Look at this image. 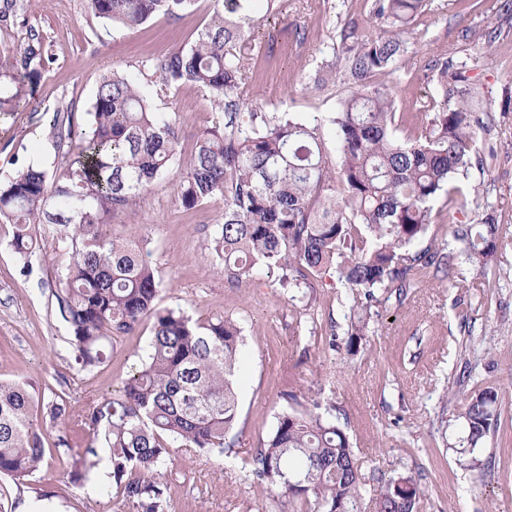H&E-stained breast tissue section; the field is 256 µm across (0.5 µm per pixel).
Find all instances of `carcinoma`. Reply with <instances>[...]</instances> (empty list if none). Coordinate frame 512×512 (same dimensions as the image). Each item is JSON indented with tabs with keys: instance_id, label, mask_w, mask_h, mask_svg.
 <instances>
[{
	"instance_id": "cac0c4a2",
	"label": "carcinoma",
	"mask_w": 512,
	"mask_h": 512,
	"mask_svg": "<svg viewBox=\"0 0 512 512\" xmlns=\"http://www.w3.org/2000/svg\"><path fill=\"white\" fill-rule=\"evenodd\" d=\"M198 0H90L93 15L134 31L155 16L178 17ZM209 21L189 46L149 59L153 94L167 96L186 82L209 95L221 121L182 152L177 120L153 110L151 95L125 73L100 81L87 129L72 135L60 118L53 127L69 140L68 158L53 173L25 165L0 183V219L13 225L9 246L25 273L40 255L41 230H54L69 260L58 273V309L70 331L75 363L90 370L107 359V344L153 321L149 349L122 387L80 415L102 435L109 476L120 496L140 512H170L157 479L173 444L224 453L237 418L234 377L241 329L229 318L199 320L159 306L160 281L147 241L118 240L113 214L132 210L149 184L179 174L183 207L224 202L222 223L210 240L224 278L241 285L278 272L291 300L314 306L319 279L334 271L350 288L347 351L358 352L371 332L372 309L400 297L425 268L451 276L460 258L487 273L498 224L487 213L476 223L451 226V247L417 249L433 223L434 202L453 210L465 198L470 169H484L495 152L480 153L478 133L496 116L460 96L467 62L455 48L432 65L437 90L421 112H399L388 85L366 80L391 76L404 64L405 37L428 0H372L369 17L388 27L368 36L356 25L336 30L342 56L317 71L320 85L342 78L334 116L295 117L258 111L241 89L253 79L247 41L277 12L280 0H211ZM54 57L35 34L10 62L0 64V115L22 112L41 71ZM334 128L338 161L324 127ZM493 387L460 399L464 435L460 453H472L498 424ZM43 421L65 429L67 402L29 383L0 381V476L25 481L40 469L47 448ZM90 446L67 462L79 485L96 467ZM255 474L301 504L299 512H362L366 476L336 422L310 400L282 413L254 460ZM423 491L414 479L390 480L374 512H418Z\"/></svg>"
}]
</instances>
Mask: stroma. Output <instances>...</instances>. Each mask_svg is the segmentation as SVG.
<instances>
[{
  "label": "stroma",
  "mask_w": 512,
  "mask_h": 512,
  "mask_svg": "<svg viewBox=\"0 0 512 512\" xmlns=\"http://www.w3.org/2000/svg\"><path fill=\"white\" fill-rule=\"evenodd\" d=\"M431 0V10L415 23L405 45L406 68L387 78L398 109L414 112L436 79L428 64L448 46L463 48L467 83L478 89L496 116L490 133L480 134L481 150L496 157L485 170H472L468 195L456 220L493 211L499 238L488 276L458 261L454 278L425 270L402 297L378 308L372 331L359 351H346L351 292L326 274L315 307L336 323L335 338L313 328L308 312L293 304L276 276L261 275L229 286L215 261L210 238L221 223L223 201L193 209L177 198V175L155 179L134 210L116 215L114 236L146 239L149 259L161 281L162 306L196 318L238 322L244 358L237 374L239 413L225 437L223 454L175 449L159 479L168 486L170 512H296L253 473L252 461L293 402L315 399L349 437L375 498L393 477L409 476L424 493L423 512H512V18L497 0ZM371 0H282L280 13L255 29L250 42L257 78L247 101L264 112L331 116L343 94L342 83L322 87L309 80L325 60L338 27L354 21L379 35L368 22ZM209 0L179 19L157 17L134 32L107 28L95 18L89 0H26L13 20L0 22V60H8L38 34L54 56L36 87L37 111L18 112L0 122V179L22 160L46 170L60 167L65 146L50 125L56 110L72 108L76 129H84L104 74L118 69L147 85L138 64L182 47L207 20ZM493 50L485 42L491 30ZM281 42L268 53L270 34ZM157 111L176 117L184 151L198 134L218 122L208 97L186 84L156 100ZM13 227L0 221V380H25L62 395L81 413L118 395L132 367L145 357L151 321L115 338L105 363L82 371L74 363L66 323L55 294L64 246L46 237L32 274H24L9 247ZM484 386L498 391L499 425L468 458L454 444L463 433L459 389ZM49 429L45 461L27 484L0 479V512H138L123 501L99 463L83 487L74 486L62 466L89 442L73 433L59 445ZM48 491V498L37 495Z\"/></svg>",
  "instance_id": "stroma-1"
}]
</instances>
